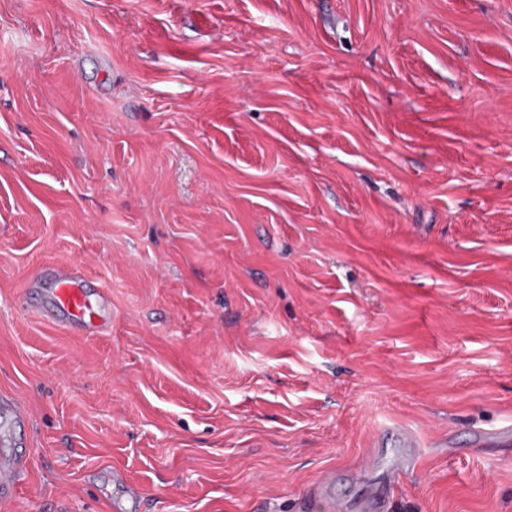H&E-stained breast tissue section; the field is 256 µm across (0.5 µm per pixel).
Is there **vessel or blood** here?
<instances>
[{"instance_id":"obj_1","label":"vessel or blood","mask_w":512,"mask_h":512,"mask_svg":"<svg viewBox=\"0 0 512 512\" xmlns=\"http://www.w3.org/2000/svg\"><path fill=\"white\" fill-rule=\"evenodd\" d=\"M38 279L54 285L52 300L42 306V313L61 326L95 332L112 319L108 296L89 288V277L78 266L52 264L42 267Z\"/></svg>"}]
</instances>
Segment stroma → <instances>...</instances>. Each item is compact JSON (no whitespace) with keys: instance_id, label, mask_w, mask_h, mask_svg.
<instances>
[{"instance_id":"1","label":"stroma","mask_w":512,"mask_h":512,"mask_svg":"<svg viewBox=\"0 0 512 512\" xmlns=\"http://www.w3.org/2000/svg\"><path fill=\"white\" fill-rule=\"evenodd\" d=\"M6 400L0 512H512V0H0ZM37 279L55 286L51 302L38 308L49 319L67 329L89 333L110 323L112 309L108 296L103 291L89 290V276L78 266L47 265L38 271ZM416 458L412 455H401L394 458L389 465L390 482L388 491L371 490L362 496L355 505L357 512H383L386 507L388 494L392 487L399 482L400 477L414 468Z\"/></svg>"}]
</instances>
